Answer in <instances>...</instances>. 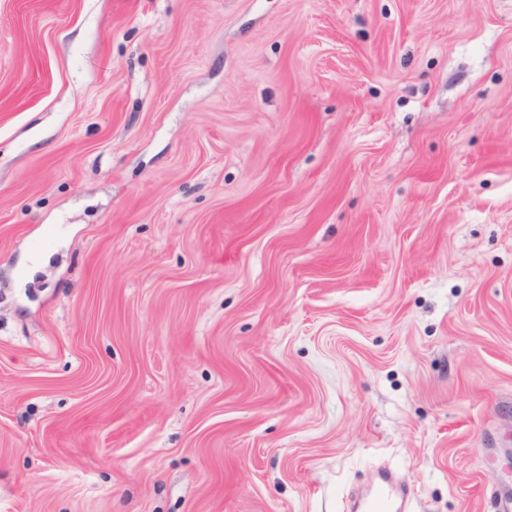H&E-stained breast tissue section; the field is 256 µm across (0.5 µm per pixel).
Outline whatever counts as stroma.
Segmentation results:
<instances>
[{
    "instance_id": "stroma-1",
    "label": "stroma",
    "mask_w": 512,
    "mask_h": 512,
    "mask_svg": "<svg viewBox=\"0 0 512 512\" xmlns=\"http://www.w3.org/2000/svg\"><path fill=\"white\" fill-rule=\"evenodd\" d=\"M512 498V0H0V512ZM408 485L390 470H380L369 487L346 509L350 512H405Z\"/></svg>"
}]
</instances>
